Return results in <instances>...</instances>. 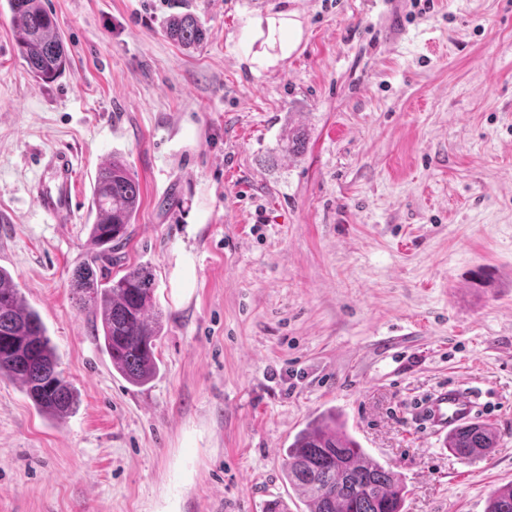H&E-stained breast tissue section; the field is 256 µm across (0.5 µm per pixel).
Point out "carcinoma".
<instances>
[{
  "instance_id": "cac0c4a2",
  "label": "carcinoma",
  "mask_w": 512,
  "mask_h": 512,
  "mask_svg": "<svg viewBox=\"0 0 512 512\" xmlns=\"http://www.w3.org/2000/svg\"><path fill=\"white\" fill-rule=\"evenodd\" d=\"M15 21L16 44L33 76L52 81L69 58L56 20L42 0H8ZM166 35L190 49L200 46L207 31L191 14L171 17ZM303 128H291L281 151L299 155L306 147ZM88 253L72 277L71 287L82 307L100 322V347L112 368L129 384L141 387L159 373L155 357L161 325L152 314L156 283L147 266L128 267L112 276V251L129 239L140 202V185L120 159L103 166L91 186ZM57 354L40 314L0 267V377L20 384L35 408L59 421L73 413L78 396L56 370ZM498 434L488 423L473 421L448 434V448L469 458L496 447ZM284 473L305 499L308 512H401L404 485L400 476L370 457L339 421L323 412L295 434L286 450ZM486 512H512V484L494 490Z\"/></svg>"
}]
</instances>
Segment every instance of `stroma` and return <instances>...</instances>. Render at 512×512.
Instances as JSON below:
<instances>
[{"label": "stroma", "mask_w": 512, "mask_h": 512, "mask_svg": "<svg viewBox=\"0 0 512 512\" xmlns=\"http://www.w3.org/2000/svg\"><path fill=\"white\" fill-rule=\"evenodd\" d=\"M70 65L30 72L0 0V266L79 396L64 423L0 378V512H288L294 435L333 410L402 512H485L512 482V0H44ZM195 15L204 43L165 34ZM302 155H268L291 123ZM75 214L38 207L53 152ZM141 199L113 266L151 267L158 378L112 368L70 287L90 183ZM463 384L497 448L418 409Z\"/></svg>", "instance_id": "35a3bbf8"}]
</instances>
